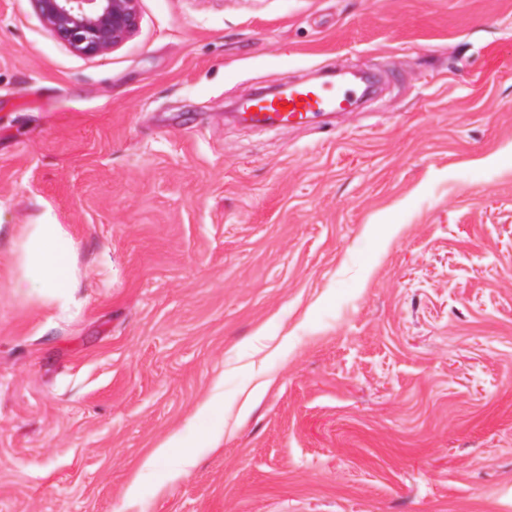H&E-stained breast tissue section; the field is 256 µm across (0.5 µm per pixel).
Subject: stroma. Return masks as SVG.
Instances as JSON below:
<instances>
[{"instance_id": "obj_1", "label": "stroma", "mask_w": 512, "mask_h": 512, "mask_svg": "<svg viewBox=\"0 0 512 512\" xmlns=\"http://www.w3.org/2000/svg\"><path fill=\"white\" fill-rule=\"evenodd\" d=\"M138 13L84 57L0 0V222L78 267L60 315L0 237V512H512V0ZM330 65L384 89L225 121ZM174 435L189 473L144 467Z\"/></svg>"}]
</instances>
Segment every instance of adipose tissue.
Listing matches in <instances>:
<instances>
[{
    "instance_id": "obj_1",
    "label": "adipose tissue",
    "mask_w": 512,
    "mask_h": 512,
    "mask_svg": "<svg viewBox=\"0 0 512 512\" xmlns=\"http://www.w3.org/2000/svg\"><path fill=\"white\" fill-rule=\"evenodd\" d=\"M75 250L74 238L64 225L48 219L22 225L12 239L16 287L68 312L78 282Z\"/></svg>"
}]
</instances>
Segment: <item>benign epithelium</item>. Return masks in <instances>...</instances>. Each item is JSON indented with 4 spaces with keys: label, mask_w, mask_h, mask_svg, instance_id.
Returning a JSON list of instances; mask_svg holds the SVG:
<instances>
[{
    "label": "benign epithelium",
    "mask_w": 512,
    "mask_h": 512,
    "mask_svg": "<svg viewBox=\"0 0 512 512\" xmlns=\"http://www.w3.org/2000/svg\"><path fill=\"white\" fill-rule=\"evenodd\" d=\"M44 25L73 52L96 57L119 47L138 26V0H31Z\"/></svg>",
    "instance_id": "7a95c632"
}]
</instances>
